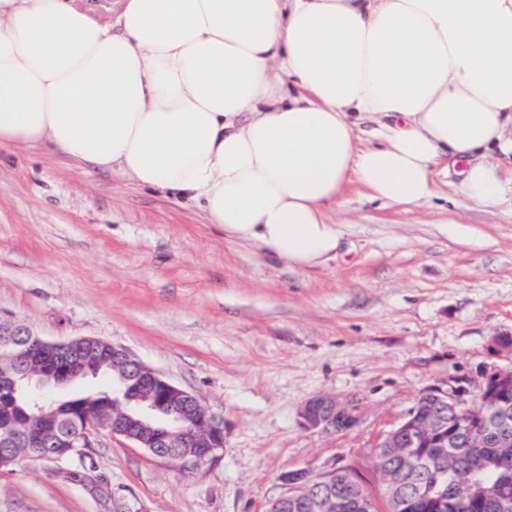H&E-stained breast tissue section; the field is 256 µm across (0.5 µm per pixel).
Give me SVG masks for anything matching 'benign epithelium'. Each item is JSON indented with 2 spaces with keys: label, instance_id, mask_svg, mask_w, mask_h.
Here are the masks:
<instances>
[{
  "label": "benign epithelium",
  "instance_id": "7a95c632",
  "mask_svg": "<svg viewBox=\"0 0 512 512\" xmlns=\"http://www.w3.org/2000/svg\"><path fill=\"white\" fill-rule=\"evenodd\" d=\"M0 357L20 365L0 374V389L21 394L35 425L24 434L29 448H92L102 430L153 455L198 464L224 447V429L195 395L133 358L127 351L92 337L50 342L11 323L0 322ZM121 360L129 370L112 378V404H95L76 434L63 437L61 413L69 401H49L48 388H63L95 375L101 366ZM461 387H430L428 408L413 409L379 443L375 466L388 512H458L457 490L465 492L471 512H512V498L484 478L483 468L447 474L440 467L448 449L512 447V364L485 374L476 400ZM300 425L308 430L342 432L353 428V411L335 399L315 396L305 403ZM421 471L430 480L402 490V479ZM285 491L267 512H373L362 477L347 468L315 472L299 469L281 477Z\"/></svg>",
  "mask_w": 512,
  "mask_h": 512
}]
</instances>
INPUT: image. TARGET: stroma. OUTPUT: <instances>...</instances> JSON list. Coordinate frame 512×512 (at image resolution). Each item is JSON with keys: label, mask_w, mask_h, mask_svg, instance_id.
Here are the masks:
<instances>
[{"label": "stroma", "mask_w": 512, "mask_h": 512, "mask_svg": "<svg viewBox=\"0 0 512 512\" xmlns=\"http://www.w3.org/2000/svg\"><path fill=\"white\" fill-rule=\"evenodd\" d=\"M438 194L405 212L346 187L343 251L297 269L225 239L194 203L50 146L0 148V321L100 338L194 394L224 446L182 466L103 433L87 461L0 470V512H264L301 468L350 467L373 497L376 446L431 386L476 392L512 333V200ZM317 394L351 430L303 429Z\"/></svg>", "instance_id": "obj_1"}]
</instances>
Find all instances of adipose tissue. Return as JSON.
<instances>
[{
  "mask_svg": "<svg viewBox=\"0 0 512 512\" xmlns=\"http://www.w3.org/2000/svg\"><path fill=\"white\" fill-rule=\"evenodd\" d=\"M1 144L187 197L225 237L322 267L350 183L408 211L457 166L468 202L512 196V0H114L104 20L0 0Z\"/></svg>",
  "mask_w": 512,
  "mask_h": 512,
  "instance_id": "1",
  "label": "adipose tissue"
}]
</instances>
